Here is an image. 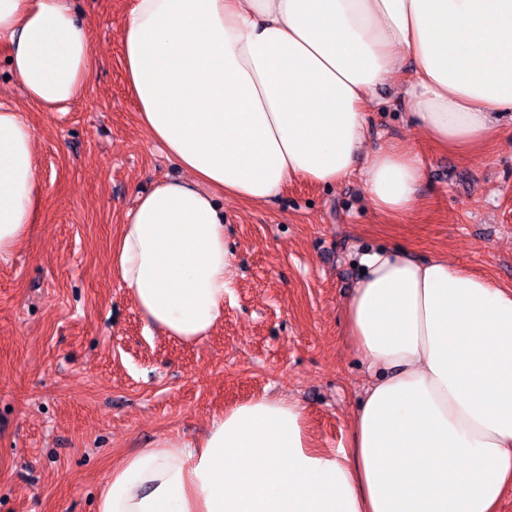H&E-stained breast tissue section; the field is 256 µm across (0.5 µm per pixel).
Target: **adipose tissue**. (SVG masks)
I'll return each mask as SVG.
<instances>
[{"instance_id":"adipose-tissue-1","label":"adipose tissue","mask_w":512,"mask_h":512,"mask_svg":"<svg viewBox=\"0 0 512 512\" xmlns=\"http://www.w3.org/2000/svg\"><path fill=\"white\" fill-rule=\"evenodd\" d=\"M0 46L28 101L84 90L90 32L69 0H0ZM122 63L138 120L186 178L139 197L112 246L122 286L186 343L224 320L235 254L219 194L261 204L300 178L359 175L376 211L411 212L423 160L363 155L366 105L403 76L414 124L478 154L512 111V0H134ZM36 135L0 104V258L29 237ZM347 334L374 378L348 447H315L298 402L262 396L194 441L113 466L95 512H498L512 489V289L402 245L363 254Z\"/></svg>"}]
</instances>
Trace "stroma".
<instances>
[{
  "instance_id": "stroma-1",
  "label": "stroma",
  "mask_w": 512,
  "mask_h": 512,
  "mask_svg": "<svg viewBox=\"0 0 512 512\" xmlns=\"http://www.w3.org/2000/svg\"><path fill=\"white\" fill-rule=\"evenodd\" d=\"M91 27V73L64 110L27 102L0 47V101L36 130L41 221L0 260V512H95L113 464L156 438L194 439L214 415L258 395L305 406L320 448L350 441L370 375L345 335L362 253L396 242L415 255L512 287V112L467 158L412 125L404 85L367 104L365 152L412 144L424 176L411 213L378 215L359 177L289 183L273 201L224 197L234 295L207 337L149 324L110 266L139 194L182 170L137 122L121 28L133 0H70Z\"/></svg>"
}]
</instances>
